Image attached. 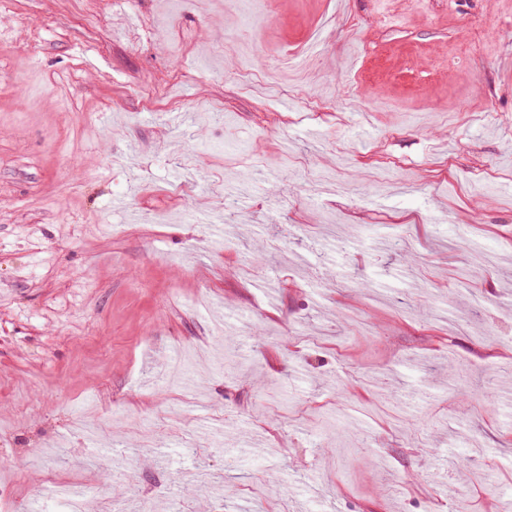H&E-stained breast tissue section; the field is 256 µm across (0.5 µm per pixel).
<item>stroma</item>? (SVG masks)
<instances>
[{"label":"stroma","mask_w":512,"mask_h":512,"mask_svg":"<svg viewBox=\"0 0 512 512\" xmlns=\"http://www.w3.org/2000/svg\"><path fill=\"white\" fill-rule=\"evenodd\" d=\"M490 374L499 405L458 392ZM18 468L21 512L512 502V0H7Z\"/></svg>","instance_id":"35a3bbf8"}]
</instances>
